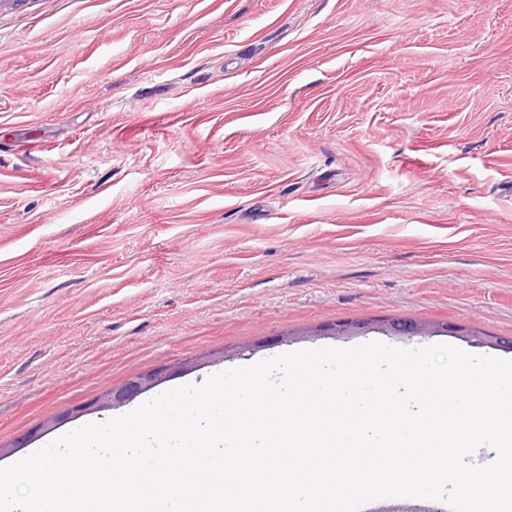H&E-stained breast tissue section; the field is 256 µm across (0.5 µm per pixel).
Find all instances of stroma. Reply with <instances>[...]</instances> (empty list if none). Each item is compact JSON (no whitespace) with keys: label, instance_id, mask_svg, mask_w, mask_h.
<instances>
[{"label":"stroma","instance_id":"1","mask_svg":"<svg viewBox=\"0 0 512 512\" xmlns=\"http://www.w3.org/2000/svg\"><path fill=\"white\" fill-rule=\"evenodd\" d=\"M381 318L482 334H298ZM503 339L512 0L0 7V467L158 367Z\"/></svg>","mask_w":512,"mask_h":512}]
</instances>
